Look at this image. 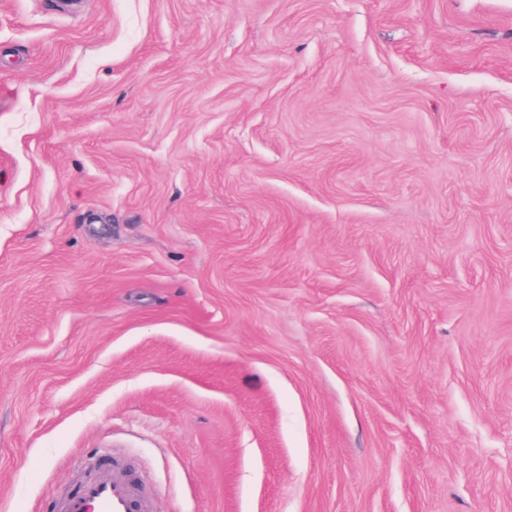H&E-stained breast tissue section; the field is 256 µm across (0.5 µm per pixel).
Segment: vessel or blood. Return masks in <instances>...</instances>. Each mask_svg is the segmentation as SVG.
Returning a JSON list of instances; mask_svg holds the SVG:
<instances>
[{"label":"vessel or blood","instance_id":"b4317fda","mask_svg":"<svg viewBox=\"0 0 512 512\" xmlns=\"http://www.w3.org/2000/svg\"><path fill=\"white\" fill-rule=\"evenodd\" d=\"M57 509L58 512H152L139 493L133 475H116L107 466L64 497Z\"/></svg>","mask_w":512,"mask_h":512}]
</instances>
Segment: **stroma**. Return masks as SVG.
<instances>
[{"instance_id": "obj_1", "label": "stroma", "mask_w": 512, "mask_h": 512, "mask_svg": "<svg viewBox=\"0 0 512 512\" xmlns=\"http://www.w3.org/2000/svg\"><path fill=\"white\" fill-rule=\"evenodd\" d=\"M512 512V0H0V512ZM57 512H153L139 493L132 474L118 476L109 466L101 467L64 497Z\"/></svg>"}]
</instances>
